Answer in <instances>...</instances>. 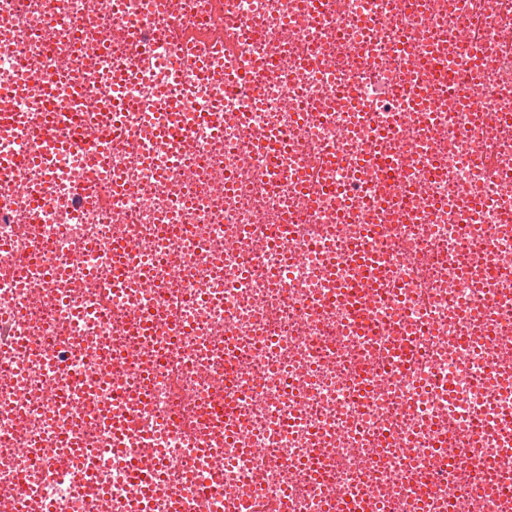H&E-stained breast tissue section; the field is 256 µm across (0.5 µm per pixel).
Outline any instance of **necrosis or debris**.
I'll use <instances>...</instances> for the list:
<instances>
[{
	"label": "necrosis or debris",
	"mask_w": 512,
	"mask_h": 512,
	"mask_svg": "<svg viewBox=\"0 0 512 512\" xmlns=\"http://www.w3.org/2000/svg\"><path fill=\"white\" fill-rule=\"evenodd\" d=\"M1 112L0 512H512V0H0ZM56 111L57 110L53 109L51 112H49V119L35 130H33V134L35 138L39 139L41 142L45 140L48 142V144L52 143L68 146V135L65 133V130L60 127L61 124H64L62 121L63 113Z\"/></svg>",
	"instance_id": "4bbe7bcc"
}]
</instances>
